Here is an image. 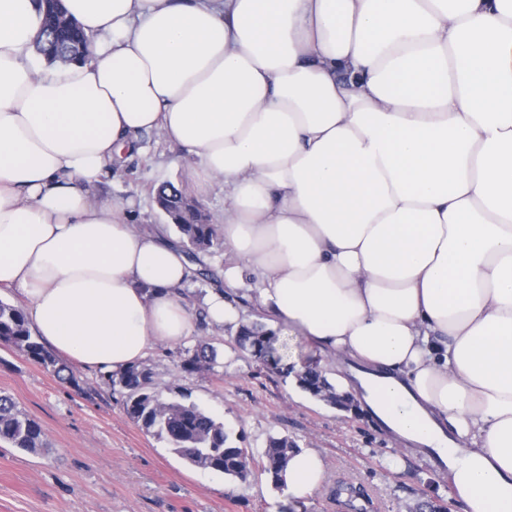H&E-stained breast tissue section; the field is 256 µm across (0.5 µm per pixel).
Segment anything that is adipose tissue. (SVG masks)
Segmentation results:
<instances>
[{
    "instance_id": "obj_1",
    "label": "adipose tissue",
    "mask_w": 512,
    "mask_h": 512,
    "mask_svg": "<svg viewBox=\"0 0 512 512\" xmlns=\"http://www.w3.org/2000/svg\"><path fill=\"white\" fill-rule=\"evenodd\" d=\"M84 61L32 64L36 0H0V288L104 373L175 345L231 295L299 333L467 512H512V0H64ZM224 186L238 259L202 313L197 270L94 198L141 135ZM321 453L289 463L312 496ZM184 288L186 289L183 290V295H180L183 304L195 309L199 314L203 308V299L205 295L211 290V288L215 287L202 280H197L191 282Z\"/></svg>"
}]
</instances>
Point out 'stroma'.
<instances>
[{
    "label": "stroma",
    "mask_w": 512,
    "mask_h": 512,
    "mask_svg": "<svg viewBox=\"0 0 512 512\" xmlns=\"http://www.w3.org/2000/svg\"><path fill=\"white\" fill-rule=\"evenodd\" d=\"M192 162L159 134H145L138 151L97 184V197L134 199L136 224L176 234L155 202L160 183L175 184L208 213L224 210L223 185L200 197L187 182ZM201 342L216 351L211 370L184 372L181 356ZM275 347L272 367L238 351L230 329L200 320L183 344L157 345L145 364L153 390L211 414L233 445L257 454L268 436L280 435L317 449L326 476L312 496L294 499L260 474L243 483L192 466L127 416L99 371L73 365L70 385L0 343V392L40 425L49 448L34 455L0 444V512H352L357 493L373 500L375 512H418L424 500L465 512L434 458L391 445L370 411L337 409L299 387L286 363L311 362L301 337H277Z\"/></svg>",
    "instance_id": "obj_1"
}]
</instances>
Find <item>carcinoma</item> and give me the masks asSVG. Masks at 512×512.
Returning a JSON list of instances; mask_svg holds the SVG:
<instances>
[{"mask_svg":"<svg viewBox=\"0 0 512 512\" xmlns=\"http://www.w3.org/2000/svg\"><path fill=\"white\" fill-rule=\"evenodd\" d=\"M62 2H41L43 38L36 43L35 51L50 64L57 60H84L90 54V37L76 20L66 15ZM155 199L180 233L190 259H196L197 254L214 245L216 225L202 223L200 214L192 216L188 211L190 198L180 189L163 183L155 189ZM272 336L273 332L264 324L252 322L240 328L235 344L241 352L266 363L274 354ZM0 342L11 345L24 357L52 370L57 376L69 370L68 365L47 350L32 332L18 306L0 302ZM214 359L213 348L201 345L183 357L181 368L186 372H199L209 368ZM298 377L300 387L310 395L330 404L335 402L336 389L318 367L309 365ZM106 379L112 387L119 388L129 417L147 431L166 439L174 453L193 466L242 482L258 469L275 487L280 488L288 462L300 452L295 441L271 436L261 452L260 461L254 462L253 454L247 449L230 445L224 424L213 416L194 404L165 400L150 390L152 372L148 367L132 366L121 373L108 374ZM0 440L32 454L45 450L40 425L19 410L10 396L2 394Z\"/></svg>","mask_w":512,"mask_h":512,"instance_id":"1","label":"carcinoma"}]
</instances>
